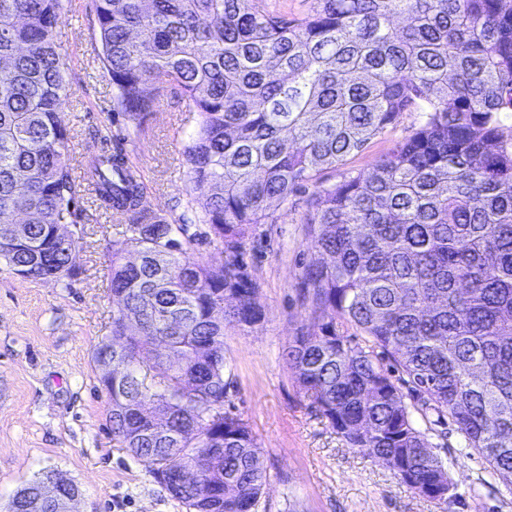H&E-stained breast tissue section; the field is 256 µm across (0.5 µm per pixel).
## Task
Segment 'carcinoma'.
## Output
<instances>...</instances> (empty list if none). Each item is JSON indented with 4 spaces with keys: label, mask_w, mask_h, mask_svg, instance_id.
Returning a JSON list of instances; mask_svg holds the SVG:
<instances>
[{
    "label": "carcinoma",
    "mask_w": 512,
    "mask_h": 512,
    "mask_svg": "<svg viewBox=\"0 0 512 512\" xmlns=\"http://www.w3.org/2000/svg\"><path fill=\"white\" fill-rule=\"evenodd\" d=\"M70 0H0V264L24 279L80 271L87 197L117 216L108 247L112 433L187 512H258L267 474L233 388L227 327L264 319L242 255L274 202L305 193L308 241L326 260L302 293L317 328L284 360L349 448L415 493L452 481L414 417H448L465 447L512 486V0H95L113 106L135 130L161 97L199 116L187 177L207 188L172 222L143 205L121 149L85 146V183L58 113L68 101L56 29ZM419 112L418 128L369 169H327ZM206 224L222 262L179 238ZM355 326L362 341L340 333ZM401 373L398 381L392 373ZM9 512H62L41 490Z\"/></svg>",
    "instance_id": "1"
}]
</instances>
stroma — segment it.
I'll list each match as a JSON object with an SVG mask.
<instances>
[{"label": "stroma", "instance_id": "35a3bbf8", "mask_svg": "<svg viewBox=\"0 0 512 512\" xmlns=\"http://www.w3.org/2000/svg\"><path fill=\"white\" fill-rule=\"evenodd\" d=\"M95 33L93 0H71L57 29L70 93L60 119L78 151L93 135H123L124 149L148 184L145 206L177 218L200 194L187 181L185 154L197 115L163 98L147 116L144 134L125 137ZM420 121V113H402L345 166L326 170L324 180L332 184L345 171L371 167ZM270 213L272 223L247 240L245 256L265 319L224 335L234 380L225 407L249 423L267 470L259 512H512V492L484 459L467 451L451 421L430 434L454 484L440 502L400 485L376 459L348 448L303 397L283 353L299 330L317 326L300 283L320 256L307 244L303 195L273 204ZM118 237L115 220L93 211L83 228L77 276L24 279L0 264V512H8L12 496L48 469L78 485L74 512H186L150 465L112 435L94 354L112 334L105 255Z\"/></svg>", "mask_w": 512, "mask_h": 512}]
</instances>
